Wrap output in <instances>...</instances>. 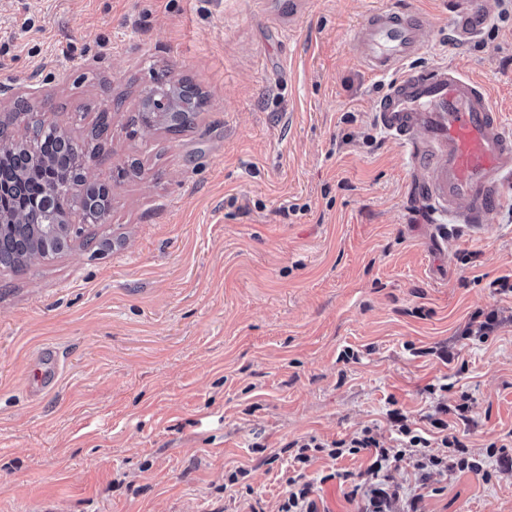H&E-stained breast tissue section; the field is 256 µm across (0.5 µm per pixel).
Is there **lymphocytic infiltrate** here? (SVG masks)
<instances>
[{
	"label": "lymphocytic infiltrate",
	"mask_w": 512,
	"mask_h": 512,
	"mask_svg": "<svg viewBox=\"0 0 512 512\" xmlns=\"http://www.w3.org/2000/svg\"><path fill=\"white\" fill-rule=\"evenodd\" d=\"M468 411V404L463 402L453 407L437 405L433 414H430L431 426L443 434L441 445L444 452L440 455L431 453V439L424 436L423 432L404 424L403 417L399 414L393 417L394 422L398 424V437L395 446L392 447L381 445L368 427L348 440L323 443L311 438L293 441V474L288 479L292 490L280 505L278 512H319L316 500L311 497L313 484L307 470L320 453L334 460L365 451L371 454L372 461L367 468L366 478L361 482L352 483L348 493L349 499L358 498L365 501L364 512H390L392 502L399 500L402 491L401 486L394 482L391 469L394 463L404 459L412 460L414 468L425 478L429 477L432 471L448 469L487 474L489 460L505 462L511 459L512 455L508 454L506 446L492 443L489 444L484 459L469 457L467 446L458 436L449 433V424L445 419L446 414L453 412L457 414L459 420H466Z\"/></svg>",
	"instance_id": "f902f5d3"
}]
</instances>
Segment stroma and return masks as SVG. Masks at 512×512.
Wrapping results in <instances>:
<instances>
[{
  "instance_id": "1",
  "label": "stroma",
  "mask_w": 512,
  "mask_h": 512,
  "mask_svg": "<svg viewBox=\"0 0 512 512\" xmlns=\"http://www.w3.org/2000/svg\"><path fill=\"white\" fill-rule=\"evenodd\" d=\"M399 2L0 0V83L40 82L35 117L80 143L107 110L90 173L112 187L107 223L0 268V512H277L287 443L369 427L390 446L388 410L424 429L440 399H467L451 428L472 454L512 443V186L481 232L435 238L374 117L389 79L353 50ZM407 2L428 22L410 67L483 81L512 124V0L464 46L445 0ZM168 71L206 104L143 129ZM478 310L498 328L461 339ZM368 464L316 460L320 512H355L331 474ZM490 471L393 477L420 512H512V471Z\"/></svg>"
}]
</instances>
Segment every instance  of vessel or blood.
Returning <instances> with one entry per match:
<instances>
[{"label": "vessel or blood", "instance_id": "vessel-or-blood-1", "mask_svg": "<svg viewBox=\"0 0 512 512\" xmlns=\"http://www.w3.org/2000/svg\"><path fill=\"white\" fill-rule=\"evenodd\" d=\"M486 0H448V34L457 44L487 24ZM427 23L405 11H372L354 49L373 73L392 80L378 98L377 123L409 150L413 187L431 212L471 231L506 202L512 180V125L483 83L457 68L404 71L425 44Z\"/></svg>", "mask_w": 512, "mask_h": 512}]
</instances>
